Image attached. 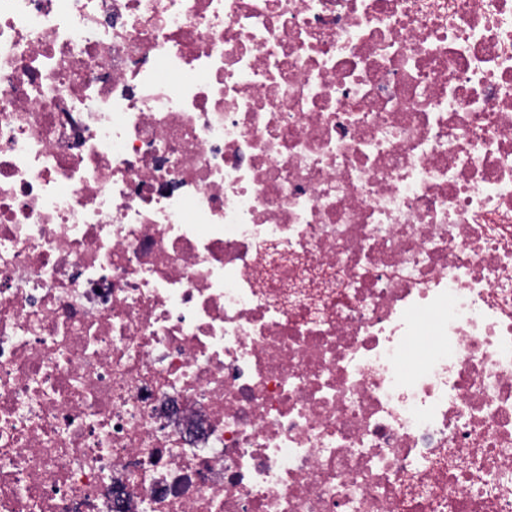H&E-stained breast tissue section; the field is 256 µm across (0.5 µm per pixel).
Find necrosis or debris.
Instances as JSON below:
<instances>
[{"label":"necrosis or debris","mask_w":512,"mask_h":512,"mask_svg":"<svg viewBox=\"0 0 512 512\" xmlns=\"http://www.w3.org/2000/svg\"><path fill=\"white\" fill-rule=\"evenodd\" d=\"M0 512H512V0H0Z\"/></svg>","instance_id":"4bbe7bcc"}]
</instances>
